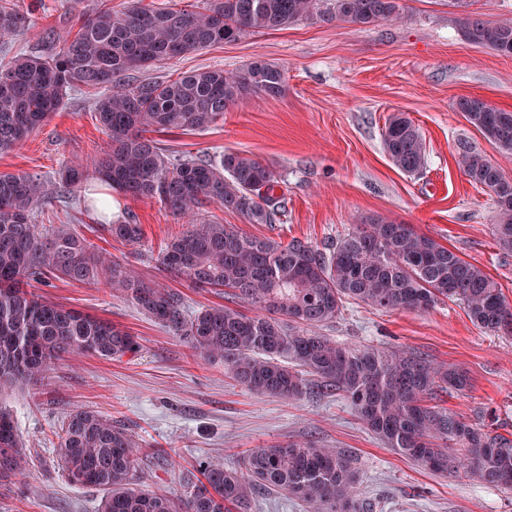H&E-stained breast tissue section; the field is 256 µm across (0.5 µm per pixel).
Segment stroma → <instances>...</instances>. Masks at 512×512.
<instances>
[{"mask_svg":"<svg viewBox=\"0 0 512 512\" xmlns=\"http://www.w3.org/2000/svg\"><path fill=\"white\" fill-rule=\"evenodd\" d=\"M7 2L26 13L30 24L0 44L2 63L17 55L58 52L49 33L77 29L100 4ZM404 4L397 22L307 20L162 61L128 79L162 82L196 69L238 71L258 57L280 65L287 77L281 95L249 94L200 134L156 133L173 151L216 156L230 149L274 168L285 195L279 222L251 224L213 206L203 218L253 236L318 246L362 220L402 222L482 268L512 303V253L499 248L490 193L458 167L457 147L468 143L499 163L509 178L512 160L502 159L455 109L459 98L477 96L512 110V57L463 40L448 0ZM98 97L93 89H68L60 112L22 146L0 152V171L44 179L47 201L34 213L37 223L66 225L92 243L97 240L92 216L81 198L61 196L57 172L105 146L107 136L96 119ZM396 112L410 117L426 143L427 165L420 174L399 171L383 149L386 122ZM115 207L118 215L135 214L143 239L134 246L111 240L105 249L146 280L168 283L158 257L169 239L184 231L183 220L154 200L119 195ZM38 293L132 334L140 350L112 361L70 354L37 383L0 390V406L11 410L29 463L27 475L0 486V512H95L101 491L72 484L52 444L54 428L79 407L125 427L144 453L136 483L172 498L200 479L199 458L234 466L246 449L302 442L347 451L359 473V497L384 512H512V490L419 468L386 448L344 399L312 395L285 402L242 388L223 363L194 356L181 337L111 287L53 279ZM321 332L346 345L408 350L459 368L470 386L441 394L442 406L512 439V336L479 329L458 303L386 311L348 302Z\"/></svg>","mask_w":512,"mask_h":512,"instance_id":"stroma-1","label":"stroma"}]
</instances>
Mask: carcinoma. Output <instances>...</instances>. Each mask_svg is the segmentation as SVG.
Returning <instances> with one entry per match:
<instances>
[{
    "label": "carcinoma",
    "instance_id": "obj_1",
    "mask_svg": "<svg viewBox=\"0 0 512 512\" xmlns=\"http://www.w3.org/2000/svg\"><path fill=\"white\" fill-rule=\"evenodd\" d=\"M458 8L456 25L469 43L512 57V19L488 20ZM402 0H208L201 11L112 10L108 0L62 39L52 56L21 55L0 65V152L22 145L56 111L75 85L100 89L98 121L108 136L90 165L67 162L58 172L64 194L75 197L92 169L105 185L133 199L156 200L188 219L162 250L159 263L174 280L194 288L224 287L256 310L208 306L188 312L183 294L148 283L111 254L59 224H37L43 183L33 175L0 172V385L34 383L69 353L105 360L139 352L128 332L45 301L35 289L52 278L103 284L143 314L184 337L194 355L220 360L251 391L299 400L316 393L347 400L360 420L394 453L435 472L463 473L512 489V440L435 403L439 393L465 390L468 376L408 351L352 347L319 333L348 301L375 309L427 310L448 299L463 305L474 325L512 335V305L497 283L411 225L383 219L357 224L319 248L239 232L196 220L215 204L251 224L276 223L285 212L279 181L260 159L226 151L217 157L172 153L146 136L151 130L200 132L250 92L279 95L285 71L257 58L238 72L194 70L165 82L130 83L125 75L233 42L259 30H285L304 20L374 25L401 18ZM27 17L0 5V38ZM456 109L498 152L512 158V111L477 97ZM383 149L407 174L421 172L426 145L403 113L389 117ZM458 165L470 182L488 189L496 211L494 236L512 251V179L471 146H458ZM101 218L97 231L127 245L141 242L135 217L109 220L96 193L86 197ZM55 451L68 480L104 492L98 512H248L253 495L277 488L308 512H375L357 498L358 472L340 448L288 443L253 448L237 467L199 462L203 480L178 499L134 486L142 457L136 440L98 412L68 413L54 432ZM27 457L9 410L0 407V482L24 474Z\"/></svg>",
    "mask_w": 512,
    "mask_h": 512
}]
</instances>
